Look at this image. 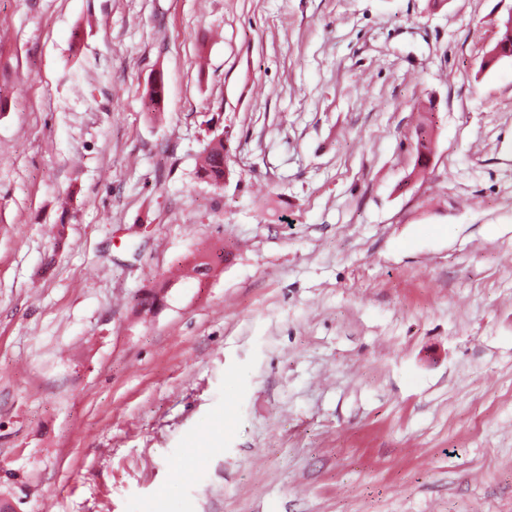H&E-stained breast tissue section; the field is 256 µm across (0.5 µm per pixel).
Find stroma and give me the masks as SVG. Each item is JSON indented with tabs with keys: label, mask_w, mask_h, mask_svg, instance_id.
Returning a JSON list of instances; mask_svg holds the SVG:
<instances>
[{
	"label": "stroma",
	"mask_w": 512,
	"mask_h": 512,
	"mask_svg": "<svg viewBox=\"0 0 512 512\" xmlns=\"http://www.w3.org/2000/svg\"><path fill=\"white\" fill-rule=\"evenodd\" d=\"M511 11L0 0V498L512 512ZM224 151L226 153L228 150L224 144L223 136H216L209 142L197 171V176L200 180L214 187L224 185L227 179V173L224 169ZM217 162L222 164V171L218 174L213 170V166Z\"/></svg>",
	"instance_id": "35a3bbf8"
}]
</instances>
